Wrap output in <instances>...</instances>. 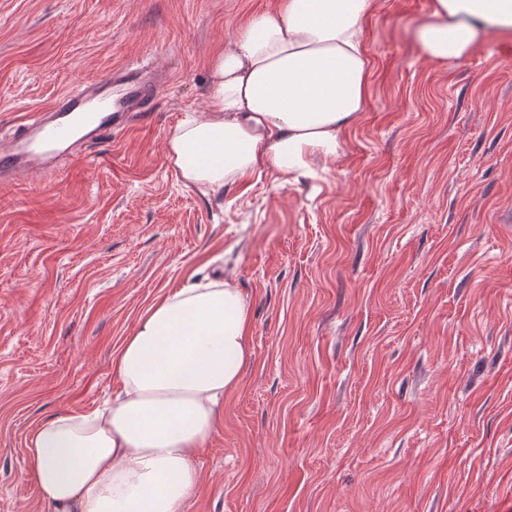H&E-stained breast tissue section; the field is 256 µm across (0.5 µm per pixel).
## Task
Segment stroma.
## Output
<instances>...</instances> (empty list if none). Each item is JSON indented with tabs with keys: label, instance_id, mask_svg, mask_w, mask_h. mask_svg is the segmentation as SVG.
<instances>
[{
	"label": "stroma",
	"instance_id": "obj_1",
	"mask_svg": "<svg viewBox=\"0 0 512 512\" xmlns=\"http://www.w3.org/2000/svg\"><path fill=\"white\" fill-rule=\"evenodd\" d=\"M275 0H0V137L144 61L139 120L0 183V512H48L35 423L114 394L167 290L230 279L253 363L184 512H512V40L422 56L429 0H377L365 112L317 177L186 183L167 140L212 56Z\"/></svg>",
	"mask_w": 512,
	"mask_h": 512
}]
</instances>
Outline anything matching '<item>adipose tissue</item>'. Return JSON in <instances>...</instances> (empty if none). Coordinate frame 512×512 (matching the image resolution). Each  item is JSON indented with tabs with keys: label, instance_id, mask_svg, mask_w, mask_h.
<instances>
[{
	"label": "adipose tissue",
	"instance_id": "adipose-tissue-1",
	"mask_svg": "<svg viewBox=\"0 0 512 512\" xmlns=\"http://www.w3.org/2000/svg\"><path fill=\"white\" fill-rule=\"evenodd\" d=\"M377 0H277L238 27L210 63L208 106L180 122L169 162L213 190L279 185L327 169L366 108L363 24ZM417 29L432 61L468 56L490 30L512 34V0H430ZM251 304L227 281L156 299L112 354L120 389L89 412L40 420L27 455L51 512H183L201 482L196 452L252 363Z\"/></svg>",
	"mask_w": 512,
	"mask_h": 512
}]
</instances>
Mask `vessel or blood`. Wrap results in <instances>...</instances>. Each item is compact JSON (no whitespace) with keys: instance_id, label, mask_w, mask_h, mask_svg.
I'll return each mask as SVG.
<instances>
[{"instance_id":"b4317fda","label":"vessel or blood","mask_w":512,"mask_h":512,"mask_svg":"<svg viewBox=\"0 0 512 512\" xmlns=\"http://www.w3.org/2000/svg\"><path fill=\"white\" fill-rule=\"evenodd\" d=\"M160 87L149 65L140 64L113 70L83 89L65 91L0 144V182L45 170L76 147L123 128L152 106Z\"/></svg>"}]
</instances>
